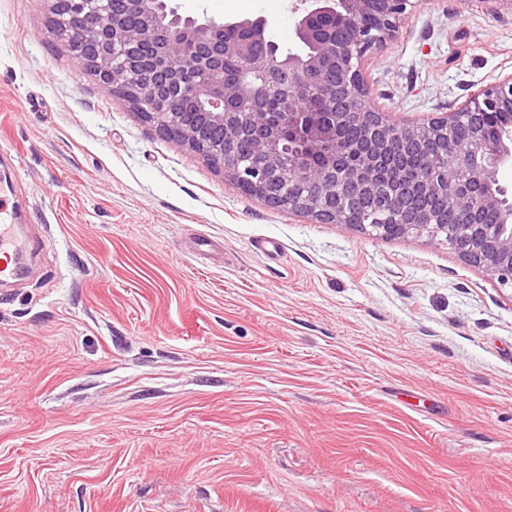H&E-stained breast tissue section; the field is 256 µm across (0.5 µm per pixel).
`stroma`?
Returning <instances> with one entry per match:
<instances>
[{
  "instance_id": "stroma-1",
  "label": "stroma",
  "mask_w": 512,
  "mask_h": 512,
  "mask_svg": "<svg viewBox=\"0 0 512 512\" xmlns=\"http://www.w3.org/2000/svg\"><path fill=\"white\" fill-rule=\"evenodd\" d=\"M263 15L298 0H172ZM0 0V512H512V291L427 237L268 207ZM418 121L512 73V0H424L364 65ZM277 242V252L260 248ZM12 212L8 213L6 208H0V280L7 281L15 275V268L12 264V254L20 246L15 227L11 224ZM10 221L9 224H6Z\"/></svg>"
}]
</instances>
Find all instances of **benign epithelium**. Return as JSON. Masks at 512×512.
<instances>
[{
    "label": "benign epithelium",
    "instance_id": "obj_1",
    "mask_svg": "<svg viewBox=\"0 0 512 512\" xmlns=\"http://www.w3.org/2000/svg\"><path fill=\"white\" fill-rule=\"evenodd\" d=\"M421 4L300 0L301 54L279 51L264 16H183L167 0H52V34L160 135L178 126L181 146L268 205L346 228L350 212L367 210L372 220L358 225L363 232L425 236L512 288V200L498 180L500 167L512 164V73L421 122L396 120L371 101L366 57L395 38ZM130 16L136 25L127 24ZM223 29L241 38H222ZM88 42L92 53L84 50ZM232 57L245 66L228 73L224 60ZM312 95L326 111H296ZM186 100L206 108L188 112ZM269 102L285 105L276 123L267 118ZM491 118L507 123L493 143L484 135ZM458 125L470 128L463 143L452 138ZM344 128L352 139L340 138ZM242 141L261 164L239 156ZM410 152L430 159L415 175L402 168ZM286 184L299 190L285 193Z\"/></svg>",
    "mask_w": 512,
    "mask_h": 512
}]
</instances>
